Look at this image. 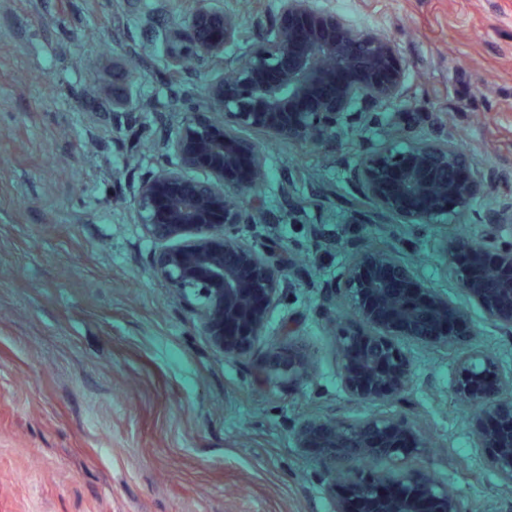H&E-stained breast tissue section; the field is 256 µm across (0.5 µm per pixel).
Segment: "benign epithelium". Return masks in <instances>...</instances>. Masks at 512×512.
Returning <instances> with one entry per match:
<instances>
[{
    "instance_id": "1",
    "label": "benign epithelium",
    "mask_w": 512,
    "mask_h": 512,
    "mask_svg": "<svg viewBox=\"0 0 512 512\" xmlns=\"http://www.w3.org/2000/svg\"><path fill=\"white\" fill-rule=\"evenodd\" d=\"M249 50L229 65L230 76L209 80L205 111L188 120L176 160L147 174L134 197L146 237L156 248V274L178 294H193L195 312L213 347L226 357L251 351L284 290L291 269L281 245L257 243L240 233L259 224L264 199L252 192L263 168L259 146L241 135L257 130L270 140L327 147L349 132L366 129L374 112L405 102L407 64L384 33L364 34L318 0H277L271 18H254ZM243 35L234 2L214 9L206 0L177 25L169 60L181 67L193 56L224 64V47ZM378 142L356 156L351 175L374 210L405 224H464L480 198L483 181L509 178L479 172L444 128L405 147L394 138V121L380 127ZM205 171L198 180L183 173ZM250 192L247 202L235 194ZM351 257L321 288L336 307L358 319L339 338L340 379L359 402L392 404L414 384L416 362L408 344L460 352L451 389L480 407L472 421L487 462L512 481V372L487 351L471 346L473 329L463 309L430 288L397 246H350ZM444 253L469 297L504 336L512 335V202L488 209L477 234L445 239ZM282 327L288 349L274 359L270 381L300 379L307 348L291 340L297 322ZM295 446L314 456L330 480L334 512H461L459 501L404 465L406 448L427 453L421 432L398 417L373 414L358 421L308 418L294 430ZM386 460L380 471L359 462ZM399 483L388 496L378 488Z\"/></svg>"
}]
</instances>
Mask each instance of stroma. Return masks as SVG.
<instances>
[{"label": "stroma", "instance_id": "stroma-1", "mask_svg": "<svg viewBox=\"0 0 512 512\" xmlns=\"http://www.w3.org/2000/svg\"><path fill=\"white\" fill-rule=\"evenodd\" d=\"M353 27L384 33L408 67L402 125L435 133L447 113L479 168L512 172V0H323ZM187 0H0V512H333L321 465L296 448L307 417L404 415L430 442L434 473L463 512H512V483L475 448L473 405L451 391L455 352L420 347L400 404L343 392L338 333L316 286L347 245H402L432 288L464 308L473 344L512 368L501 336L460 287L440 245L448 228L358 218L349 166L372 131L339 150L249 132L267 204L255 233L299 265L250 353L216 351L188 301L155 273L133 199L174 159L183 124L218 74L181 70L165 42ZM128 66L130 112L113 114L112 63ZM299 324L309 372H263Z\"/></svg>", "mask_w": 512, "mask_h": 512}]
</instances>
